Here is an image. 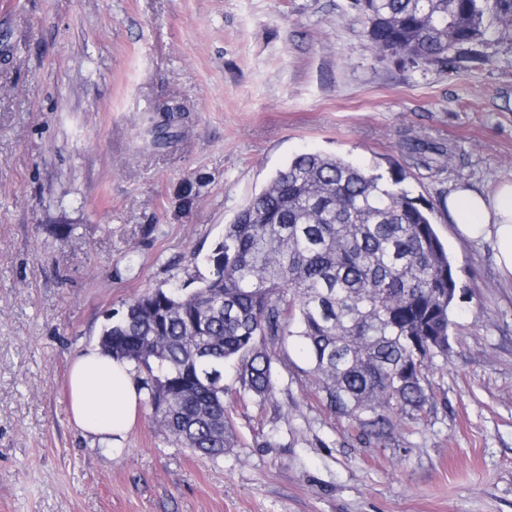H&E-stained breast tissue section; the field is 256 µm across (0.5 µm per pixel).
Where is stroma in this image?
Here are the masks:
<instances>
[{
	"instance_id": "stroma-1",
	"label": "stroma",
	"mask_w": 512,
	"mask_h": 512,
	"mask_svg": "<svg viewBox=\"0 0 512 512\" xmlns=\"http://www.w3.org/2000/svg\"><path fill=\"white\" fill-rule=\"evenodd\" d=\"M351 2L0 0V512H512V280L444 208L512 179V37L416 67L375 53ZM164 106L177 136L157 149ZM404 128L455 164L416 167ZM304 152L397 160L433 205L457 290L430 403L376 437L328 408L292 337L269 396H226L223 459L147 406L121 448L85 437L72 355L133 297L207 275L225 224Z\"/></svg>"
}]
</instances>
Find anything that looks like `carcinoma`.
Listing matches in <instances>:
<instances>
[{
    "label": "carcinoma",
    "mask_w": 512,
    "mask_h": 512,
    "mask_svg": "<svg viewBox=\"0 0 512 512\" xmlns=\"http://www.w3.org/2000/svg\"><path fill=\"white\" fill-rule=\"evenodd\" d=\"M380 55L416 65L456 63L458 49L512 35V0H355ZM172 122L148 128L151 143ZM399 146L422 166L445 167L452 147L418 135ZM405 173L367 171L336 156L302 153L224 227L205 257L209 275L186 291L133 298L104 325L99 345L135 364L153 422L180 445L219 459L235 447L224 407L236 392L273 391L268 347L304 340L329 407L375 428L430 402L423 369L448 362L456 282L432 220Z\"/></svg>",
    "instance_id": "cac0c4a2"
}]
</instances>
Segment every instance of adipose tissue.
Returning a JSON list of instances; mask_svg holds the SVG:
<instances>
[{
	"label": "adipose tissue",
	"instance_id": "adipose-tissue-1",
	"mask_svg": "<svg viewBox=\"0 0 512 512\" xmlns=\"http://www.w3.org/2000/svg\"><path fill=\"white\" fill-rule=\"evenodd\" d=\"M448 215L468 240L490 242L500 271L512 278V180L491 191L468 186L448 196ZM72 420L101 447H120L135 425L146 391L132 362L101 347L77 352L68 377Z\"/></svg>",
	"mask_w": 512,
	"mask_h": 512
}]
</instances>
